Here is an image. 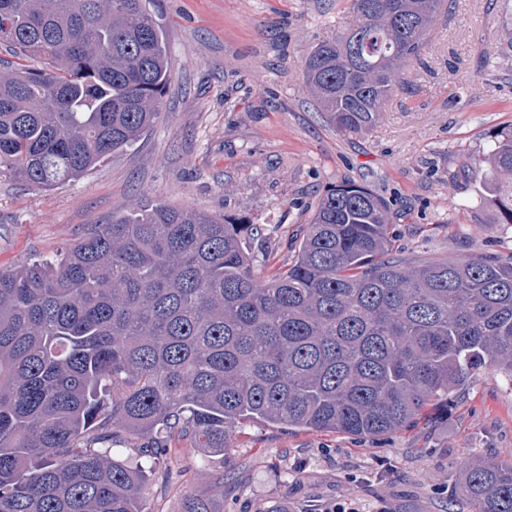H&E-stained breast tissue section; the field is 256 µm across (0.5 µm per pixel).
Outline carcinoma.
Segmentation results:
<instances>
[{
    "mask_svg": "<svg viewBox=\"0 0 512 512\" xmlns=\"http://www.w3.org/2000/svg\"><path fill=\"white\" fill-rule=\"evenodd\" d=\"M147 0H0V177L85 176L157 118L169 58ZM453 0H347L306 84L338 129L375 120ZM481 172L512 224V124ZM388 202L351 180L318 200L294 261L263 276L245 217L164 203L112 218L51 259L0 269V512H150L149 476L184 439L222 453L251 422L357 438L443 412L490 368L512 385V260L410 266ZM180 512H221L224 475ZM456 500L512 512V460L470 458Z\"/></svg>",
    "mask_w": 512,
    "mask_h": 512,
    "instance_id": "cac0c4a2",
    "label": "carcinoma"
}]
</instances>
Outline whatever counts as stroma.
Wrapping results in <instances>:
<instances>
[{"mask_svg":"<svg viewBox=\"0 0 512 512\" xmlns=\"http://www.w3.org/2000/svg\"><path fill=\"white\" fill-rule=\"evenodd\" d=\"M170 83L153 126L87 176L44 190L0 178V268L49 258L113 216L163 201L239 214L261 233L263 274L287 268L324 191L352 179L391 204L394 255L417 266L512 255L472 172L512 124V0H454L423 66L375 124L337 130L304 65L354 23L343 0H149ZM512 458V388L481 372L447 413L377 439L253 423L209 458L173 440L150 512L207 496L199 464L224 473V512H448L460 463Z\"/></svg>","mask_w":512,"mask_h":512,"instance_id":"35a3bbf8","label":"stroma"}]
</instances>
